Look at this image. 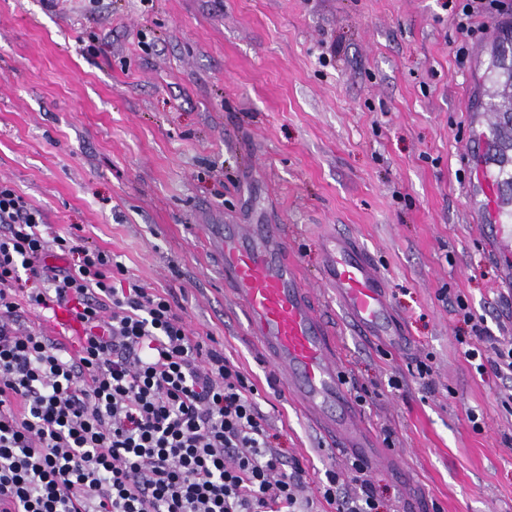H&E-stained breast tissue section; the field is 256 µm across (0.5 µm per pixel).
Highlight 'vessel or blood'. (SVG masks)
Wrapping results in <instances>:
<instances>
[{"mask_svg": "<svg viewBox=\"0 0 512 512\" xmlns=\"http://www.w3.org/2000/svg\"><path fill=\"white\" fill-rule=\"evenodd\" d=\"M469 191L479 203L483 222L512 220L492 179L478 175ZM210 247L223 261L224 286L233 294L249 336L266 362L283 375L304 415L333 444L366 460H385L345 387L336 344L289 258L281 225L228 224L211 239ZM323 280L336 290L361 334L393 342L401 336L380 273L355 239L339 236L326 245Z\"/></svg>", "mask_w": 512, "mask_h": 512, "instance_id": "b4317fda", "label": "vessel or blood"}]
</instances>
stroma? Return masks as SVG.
I'll list each match as a JSON object with an SVG mask.
<instances>
[{
  "instance_id": "35a3bbf8",
  "label": "stroma",
  "mask_w": 512,
  "mask_h": 512,
  "mask_svg": "<svg viewBox=\"0 0 512 512\" xmlns=\"http://www.w3.org/2000/svg\"><path fill=\"white\" fill-rule=\"evenodd\" d=\"M478 22L468 43L446 0H0V180L173 295L256 385L316 512H333L328 470L349 495L370 483L378 512H512V381L464 357L456 311L512 345V254L468 193L472 113L500 92L487 68L512 15ZM503 119L484 109L481 127ZM213 224L283 226L388 463L350 479L352 455L261 360L206 250ZM339 234L373 257L400 343L360 335L321 287Z\"/></svg>"
}]
</instances>
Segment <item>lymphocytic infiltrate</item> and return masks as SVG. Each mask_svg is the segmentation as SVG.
I'll return each instance as SVG.
<instances>
[{"instance_id": "lymphocytic-infiltrate-1", "label": "lymphocytic infiltrate", "mask_w": 512, "mask_h": 512, "mask_svg": "<svg viewBox=\"0 0 512 512\" xmlns=\"http://www.w3.org/2000/svg\"><path fill=\"white\" fill-rule=\"evenodd\" d=\"M122 271L0 181V512H311L255 384L190 336L168 294L117 285ZM28 308L67 311L71 344L20 331ZM457 309L466 357L511 380L512 346L487 347ZM325 478L336 512H377L370 486L349 497Z\"/></svg>"}]
</instances>
